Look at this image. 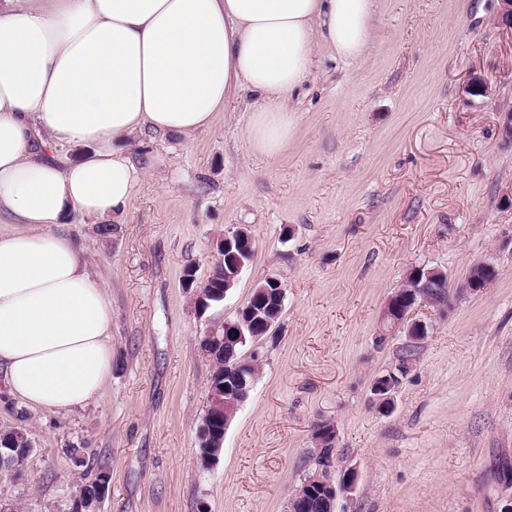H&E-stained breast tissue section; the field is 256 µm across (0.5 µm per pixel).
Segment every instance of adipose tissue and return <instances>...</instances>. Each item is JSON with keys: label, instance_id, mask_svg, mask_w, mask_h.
<instances>
[{"label": "adipose tissue", "instance_id": "adipose-tissue-1", "mask_svg": "<svg viewBox=\"0 0 512 512\" xmlns=\"http://www.w3.org/2000/svg\"><path fill=\"white\" fill-rule=\"evenodd\" d=\"M378 0H0V377L71 413L112 377V301L85 250L50 227L129 208L143 172L118 141L209 129L240 88L254 149L293 137L289 101L318 50L363 61ZM85 148L58 162L52 148Z\"/></svg>", "mask_w": 512, "mask_h": 512}]
</instances>
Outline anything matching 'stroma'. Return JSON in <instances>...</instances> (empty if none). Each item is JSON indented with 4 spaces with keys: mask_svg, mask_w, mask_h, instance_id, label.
I'll list each match as a JSON object with an SVG mask.
<instances>
[{
    "mask_svg": "<svg viewBox=\"0 0 512 512\" xmlns=\"http://www.w3.org/2000/svg\"><path fill=\"white\" fill-rule=\"evenodd\" d=\"M498 0H379L368 58L324 52L291 100L295 135L254 150L256 97L238 93L210 129L123 142L145 175L129 209L71 213L59 232L83 245L112 300V379L71 414L27 408L0 378V431L32 450L0 468V512H72L106 465L97 512H286L313 468V430L336 426L332 476L358 472L337 512H502L495 467L512 460V31ZM484 97L463 87L471 76ZM246 227L250 263L224 300L196 311L182 286L213 273L217 245ZM497 277L472 293L471 266ZM448 273L451 308L423 306L422 339L380 338L388 296L416 267ZM286 287L259 342L261 369L202 467L197 431L211 374L199 342L268 276ZM415 356L389 409L373 380Z\"/></svg>",
    "mask_w": 512,
    "mask_h": 512,
    "instance_id": "obj_1",
    "label": "stroma"
}]
</instances>
